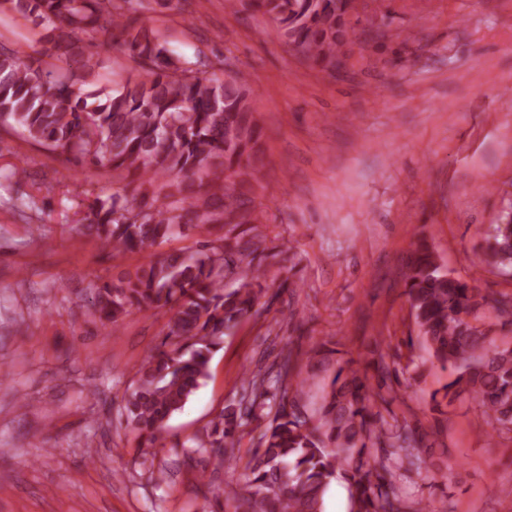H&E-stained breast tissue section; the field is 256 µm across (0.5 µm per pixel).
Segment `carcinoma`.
Segmentation results:
<instances>
[{"mask_svg":"<svg viewBox=\"0 0 512 512\" xmlns=\"http://www.w3.org/2000/svg\"><path fill=\"white\" fill-rule=\"evenodd\" d=\"M354 2L248 0L278 24L299 60L328 74L346 67L342 48ZM133 9L134 0H0V10L31 22L44 45L31 55L0 44V125L49 152L140 181L86 206L83 232L114 253L141 251L202 224L221 231L193 251L123 270L92 292L105 326L118 327L134 311L167 314L164 338L141 362L121 411L150 455L166 422L208 378L226 332L259 313L261 280L279 253L259 229L263 214L251 195L261 144L248 79L239 72L229 81L216 78L211 69L224 67L220 57L213 63L201 52L192 60L173 53L149 30L124 21ZM98 39L119 45L139 67L135 79L107 93L86 91L75 79L77 70L95 77L91 47ZM206 170L228 178L205 190ZM481 262L512 269V222L497 226ZM406 268L405 295L418 329L407 346L417 342L454 369L443 399L468 394L488 422L512 431V348H491L469 320L488 296L445 270L424 239L414 243ZM328 354L320 347L309 357L314 369L333 365L316 420L301 404L306 380L294 379L297 356L289 348L275 374L259 370L243 379L237 405L189 440L190 453L233 471L238 428L265 418L247 491L225 484L235 512H323L335 481L348 486L349 512H425L426 502L408 504L397 484L400 470L420 468L426 448L419 428L391 409L398 375L382 359L371 375L352 359L331 362Z\"/></svg>","mask_w":512,"mask_h":512,"instance_id":"cac0c4a2","label":"carcinoma"}]
</instances>
